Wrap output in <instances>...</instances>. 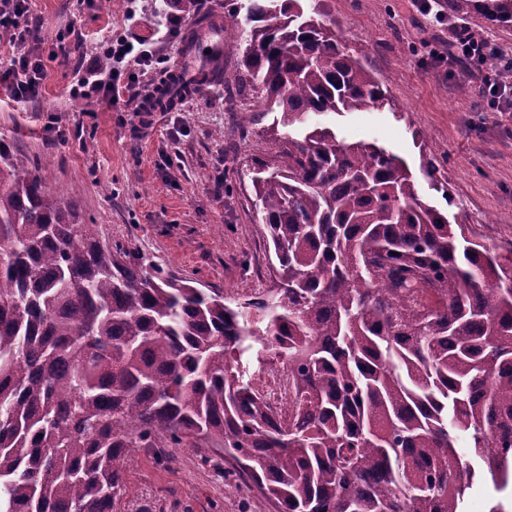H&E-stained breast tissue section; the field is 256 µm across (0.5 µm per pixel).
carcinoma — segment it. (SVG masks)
<instances>
[{
	"label": "carcinoma",
	"mask_w": 512,
	"mask_h": 512,
	"mask_svg": "<svg viewBox=\"0 0 512 512\" xmlns=\"http://www.w3.org/2000/svg\"><path fill=\"white\" fill-rule=\"evenodd\" d=\"M448 2L512 24V0ZM319 13L224 16L235 81L297 132L251 178L277 281L257 301L131 260L0 141V512H112L133 448L219 451L276 512H464L473 485L512 484V247L322 126L389 90ZM270 356L286 424L249 376Z\"/></svg>",
	"instance_id": "carcinoma-1"
}]
</instances>
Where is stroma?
<instances>
[{
    "mask_svg": "<svg viewBox=\"0 0 512 512\" xmlns=\"http://www.w3.org/2000/svg\"><path fill=\"white\" fill-rule=\"evenodd\" d=\"M163 0H28L40 28L18 46L0 28V70L22 50L41 56L34 95L0 86V139L22 155L47 193L75 203L103 240L146 256L202 290L241 297L271 288L268 244L251 191L256 161L276 160L271 117L250 88L211 84L163 112L139 101L73 97L75 71L105 36L156 50L154 85L174 64L181 34L166 37ZM348 52L382 78L392 101L331 119L338 137L377 142L402 158L425 201L455 208L477 240L512 243V100L484 99L469 66L448 62L455 29L489 37L512 60V26L473 14H424L420 0H324ZM252 113L253 123L240 119ZM433 162L449 197L432 189ZM115 512H276L231 462L207 448H136Z\"/></svg>",
    "mask_w": 512,
    "mask_h": 512,
    "instance_id": "obj_1",
    "label": "stroma"
}]
</instances>
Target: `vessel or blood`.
I'll return each instance as SVG.
<instances>
[{
  "mask_svg": "<svg viewBox=\"0 0 512 512\" xmlns=\"http://www.w3.org/2000/svg\"><path fill=\"white\" fill-rule=\"evenodd\" d=\"M223 51L224 32L221 11L215 10L197 16L184 32L174 68L157 84V97L160 104H167L172 97L173 89L191 92L200 90L202 87L201 63L212 60Z\"/></svg>",
  "mask_w": 512,
  "mask_h": 512,
  "instance_id": "1",
  "label": "vessel or blood"
}]
</instances>
